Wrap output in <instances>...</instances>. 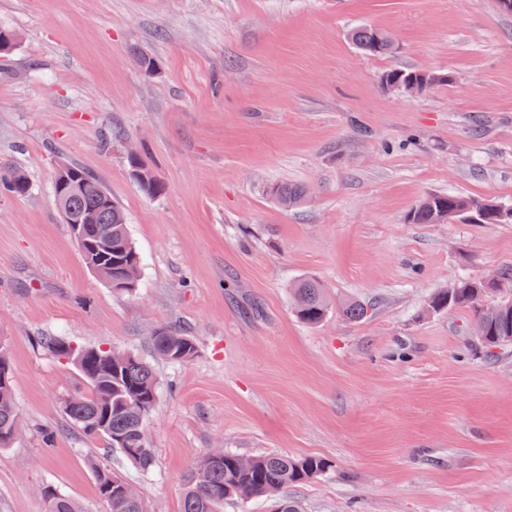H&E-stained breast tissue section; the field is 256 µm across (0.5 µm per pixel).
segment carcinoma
<instances>
[{
	"instance_id": "1",
	"label": "carcinoma",
	"mask_w": 512,
	"mask_h": 512,
	"mask_svg": "<svg viewBox=\"0 0 512 512\" xmlns=\"http://www.w3.org/2000/svg\"><path fill=\"white\" fill-rule=\"evenodd\" d=\"M351 42L370 55H386L392 49L390 37L377 29L361 26L350 33ZM414 80L422 91L432 87L430 74L395 70L387 74L388 83ZM130 167L144 194L156 197L163 193V183L145 169L137 158ZM68 190L63 209L69 215V228L91 271L99 275L112 290L135 291L141 269V258L130 237L126 217L112 201L100 181L84 169L66 165ZM30 182L20 169L11 170L9 181H0V194L15 197L29 194ZM297 185L273 184L267 194L282 205H293L303 196ZM486 208L482 224H511L512 218L491 206L485 199L457 194H433L411 211L416 224H437L448 219L464 220L468 211ZM301 298L294 308L296 316L306 324L321 323L330 310L322 288L310 279H303L293 288ZM486 297L481 281L460 279L455 287L441 290L431 299L434 310L464 309L475 320L483 322L481 341L490 348L512 345V308L509 299L500 302L496 313H487ZM41 348L60 359L70 360L89 386V393L70 399L65 412L82 435L90 440L103 439L108 448L118 451L143 472L154 466V449L147 446L146 426L158 397V381L152 366L136 355L101 347H77L62 336H42ZM154 353L169 363H184L197 353L194 337L171 325L157 327L151 337ZM21 427L14 403L13 374L7 349L0 345V448L13 444ZM331 468L325 459L294 457L269 453L248 458L224 451L205 454L184 479L182 512H223L224 502L270 497L281 494L278 512H300L297 503L284 491L288 486L312 480ZM99 494L108 512H147L137 489L122 476L110 470L96 471ZM47 512H81L69 497L48 487L45 490Z\"/></svg>"
}]
</instances>
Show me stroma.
<instances>
[{
  "mask_svg": "<svg viewBox=\"0 0 512 512\" xmlns=\"http://www.w3.org/2000/svg\"><path fill=\"white\" fill-rule=\"evenodd\" d=\"M387 32L360 52L350 32ZM0 161L31 192L0 195V340L23 429L0 449V512H45V487L107 512L96 468L148 512H181L209 449L318 456L289 487L301 512H512V346L486 354L431 296L512 268V224H413L425 197L512 201V14L497 0H0ZM153 57L145 75L138 54ZM447 75L423 93L391 69ZM165 185L150 198L130 155ZM89 171L125 213L143 263L130 294L84 263L53 196ZM306 189L297 206L267 186ZM334 308L315 326L291 287ZM368 306L350 321L347 301ZM195 357L155 359L152 327ZM151 361L160 389L147 473L84 438L64 401L77 368L37 339ZM350 39L357 49L370 55H386L392 49L390 37L372 27L354 28L350 33ZM295 300L301 298L299 306L294 307L296 316L306 324L316 325L321 323L330 310V304L322 288L310 279H303L292 288ZM157 334L151 337L154 353L169 363H184L192 359L197 353V344L180 328L171 325L156 327Z\"/></svg>",
  "mask_w": 512,
  "mask_h": 512,
  "instance_id": "obj_1",
  "label": "stroma"
}]
</instances>
